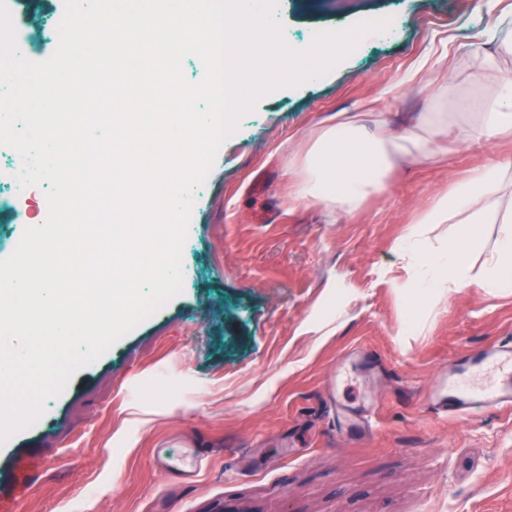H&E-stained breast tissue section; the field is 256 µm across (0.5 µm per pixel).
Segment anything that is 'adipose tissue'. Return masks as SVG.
<instances>
[{"label": "adipose tissue", "instance_id": "adipose-tissue-1", "mask_svg": "<svg viewBox=\"0 0 512 512\" xmlns=\"http://www.w3.org/2000/svg\"><path fill=\"white\" fill-rule=\"evenodd\" d=\"M512 54V36L502 38L496 53L475 49L473 74L482 82L495 73L490 95L481 103L474 121L460 124L464 142L498 139L512 133V74L500 71V54ZM435 112L430 125L396 139L371 133L354 117H337L323 127L297 184L299 200H317L335 211L358 208L371 194L385 190L388 171L401 159L428 160L434 155L432 128L447 122ZM512 161H499L462 180H450L447 190L434 196L416 225L396 244L401 259L410 265L412 279L404 283V318L418 320L430 298L452 295L466 288H481L499 296L512 292ZM434 224H456L460 231L432 250L420 249L421 239ZM494 224L498 231L482 267L471 261L473 247L481 246L479 225Z\"/></svg>", "mask_w": 512, "mask_h": 512}]
</instances>
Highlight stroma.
<instances>
[{
    "mask_svg": "<svg viewBox=\"0 0 512 512\" xmlns=\"http://www.w3.org/2000/svg\"><path fill=\"white\" fill-rule=\"evenodd\" d=\"M401 19L319 83L281 86L240 116L197 192L183 287L74 374L42 416L0 446L14 512H512V407L437 414L427 391L448 365L512 342V295L468 288L403 323L396 242L430 199L512 154V140L406 160L388 193L351 214L293 199L326 118L358 112L369 131L423 127L433 97L471 112L472 45L495 49L512 0H366ZM290 40L362 22L342 0H276ZM32 198L0 203L3 241L34 225ZM370 376L336 388L357 352ZM378 407L353 424L364 394ZM163 448L186 457L172 472Z\"/></svg>",
    "mask_w": 512,
    "mask_h": 512,
    "instance_id": "obj_1",
    "label": "stroma"
}]
</instances>
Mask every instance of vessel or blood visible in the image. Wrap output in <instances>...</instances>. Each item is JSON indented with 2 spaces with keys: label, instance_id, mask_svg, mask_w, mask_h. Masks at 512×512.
<instances>
[{
  "label": "vessel or blood",
  "instance_id": "b4317fda",
  "mask_svg": "<svg viewBox=\"0 0 512 512\" xmlns=\"http://www.w3.org/2000/svg\"><path fill=\"white\" fill-rule=\"evenodd\" d=\"M428 403L455 418L469 416L477 407H511L512 343L489 346L462 366L449 367L447 382L431 391Z\"/></svg>",
  "mask_w": 512,
  "mask_h": 512
}]
</instances>
